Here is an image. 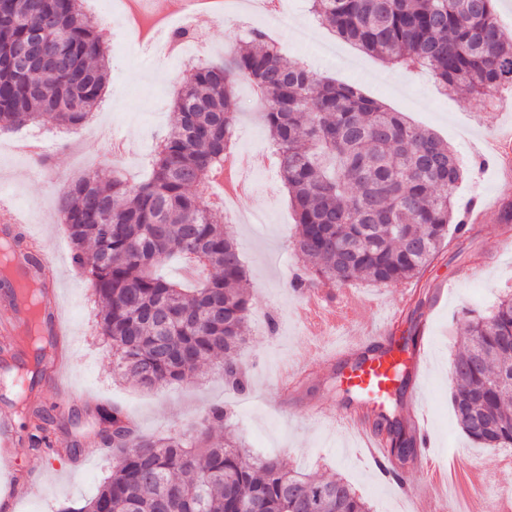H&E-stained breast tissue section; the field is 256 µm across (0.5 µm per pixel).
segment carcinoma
I'll return each mask as SVG.
<instances>
[{"mask_svg": "<svg viewBox=\"0 0 512 512\" xmlns=\"http://www.w3.org/2000/svg\"><path fill=\"white\" fill-rule=\"evenodd\" d=\"M309 2L340 38L393 66L429 69L446 95L464 88L487 101L512 87V33L499 25L495 0ZM83 3L12 0L16 18L0 28V131L45 121L70 131L100 107L107 52ZM34 29L46 33L44 54L65 66L12 67L14 45ZM241 82L262 95L298 224L294 250L302 269L294 290L412 279L440 251L449 226L466 231L453 199L464 168L448 142L353 86L301 62L283 63L275 41L251 27L224 63L191 68L147 180L132 185L117 170L107 177L97 169L59 200L72 262L99 303L112 372L143 390L179 382L217 357L225 383L240 393L249 387L239 359L251 314L247 269L201 191L231 146ZM171 259L210 274L188 291L157 272ZM465 332L451 371L457 423L485 448H512V293L486 312L469 311ZM45 356L38 347L23 367L32 388L46 377ZM410 378L398 369L390 418L373 421L385 433L398 480L420 443L401 401ZM87 413L97 425L95 443L110 449L115 463L83 505L63 512H237L239 499L259 512H370L342 478H315L276 458L253 457L229 430L222 405L166 437L138 433L112 402ZM30 417L37 448L63 428L41 408ZM223 426L224 441H213L211 431Z\"/></svg>", "mask_w": 512, "mask_h": 512, "instance_id": "obj_1", "label": "carcinoma"}]
</instances>
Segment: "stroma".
<instances>
[{
  "label": "stroma",
  "mask_w": 512,
  "mask_h": 512,
  "mask_svg": "<svg viewBox=\"0 0 512 512\" xmlns=\"http://www.w3.org/2000/svg\"><path fill=\"white\" fill-rule=\"evenodd\" d=\"M121 17L120 11H113L112 25L100 28L109 48L105 100L112 109L103 113L99 128H80L75 148L57 150L58 178H42L34 161L17 152L22 131L0 133V187L10 193L30 231L49 243L61 264L63 308L73 339L70 384L94 398L122 405L146 435L180 431L209 406L224 405L232 413L235 434L252 453L279 458L288 467L312 475L342 477L367 500L371 512H400L406 501L398 486L379 480L360 458L350 436L335 423L307 414L316 405L338 411L355 399L328 388L329 375L344 362L328 363L310 356L297 322L301 296L290 283L301 268L292 249L298 227L279 173H257L258 187L239 202L241 221L230 227L249 274L250 336L241 351L250 376L249 390L239 393L228 388L210 365L154 392L113 379L112 352L96 326L98 305L91 285L71 262V244L59 219L58 200L90 165L122 168L136 181L147 178L155 148L173 119V99L188 73L176 62L161 64L156 54L144 53L134 35L121 29ZM250 19L278 42L285 62L304 61L320 76L355 85L365 95L380 99L391 111L403 113L448 141L465 164V178L455 192L457 214L463 219L474 209L481 211V220L470 224L466 234L449 233L440 253L418 279L390 286L356 281L348 290L361 300L369 326L382 327L391 315L400 332L419 324L425 364L407 386L403 403L409 412L426 414L431 451L441 459L455 456L462 468L476 469L486 490L512 488V465H506L500 452L478 447L462 433L450 401L451 364L462 339L464 309L485 310L500 295L512 291V230L501 221L504 205L512 202V164L478 153L481 140L498 127L512 126V94L502 96L495 108L465 92L440 94L429 74L389 67L378 57L316 28L308 0H291L287 11L275 19L255 11ZM195 22L209 38L208 62L222 61L225 51L235 45L238 19L200 15ZM249 90L245 83L238 88V143L260 151L270 140L261 105L250 100ZM107 131L126 138L132 149L128 162L107 152L103 137ZM254 213L263 214L264 223H250ZM270 316L279 324L274 335L263 327ZM274 360L284 364L303 361L308 368L307 377L289 393L284 406L274 397L273 376L267 370ZM16 464L37 475L42 489L19 501L11 512H62L94 493L98 481L112 468V455L85 449L74 462L25 444L16 450Z\"/></svg>",
  "instance_id": "1"
}]
</instances>
